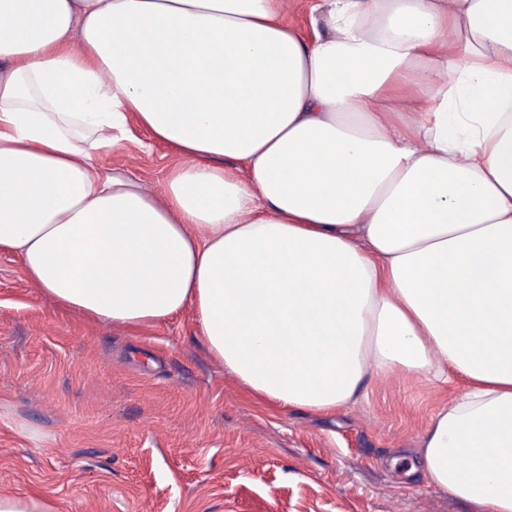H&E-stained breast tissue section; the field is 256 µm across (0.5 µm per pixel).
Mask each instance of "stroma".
<instances>
[{
  "instance_id": "35a3bbf8",
  "label": "stroma",
  "mask_w": 512,
  "mask_h": 512,
  "mask_svg": "<svg viewBox=\"0 0 512 512\" xmlns=\"http://www.w3.org/2000/svg\"><path fill=\"white\" fill-rule=\"evenodd\" d=\"M93 162L159 194L181 159L135 125ZM465 391L405 371L327 415L262 404L192 310L134 335L90 323L0 253V492L58 512H476L420 466L432 415Z\"/></svg>"
}]
</instances>
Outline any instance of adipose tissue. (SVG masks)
Wrapping results in <instances>:
<instances>
[{"label":"adipose tissue","mask_w":512,"mask_h":512,"mask_svg":"<svg viewBox=\"0 0 512 512\" xmlns=\"http://www.w3.org/2000/svg\"><path fill=\"white\" fill-rule=\"evenodd\" d=\"M0 16V251L33 288L132 333L192 308L225 372L285 409L454 371L422 463L512 512V0H315L309 41L280 0ZM132 120L184 158L163 194L92 163Z\"/></svg>","instance_id":"obj_1"}]
</instances>
